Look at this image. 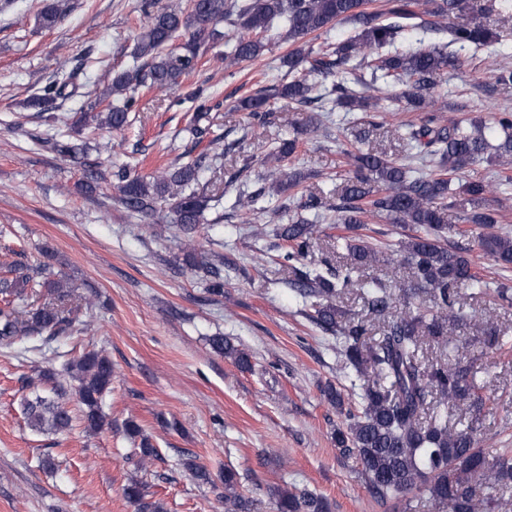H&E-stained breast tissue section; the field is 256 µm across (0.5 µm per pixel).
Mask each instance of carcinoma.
Returning <instances> with one entry per match:
<instances>
[{"label":"carcinoma","instance_id":"carcinoma-1","mask_svg":"<svg viewBox=\"0 0 512 512\" xmlns=\"http://www.w3.org/2000/svg\"><path fill=\"white\" fill-rule=\"evenodd\" d=\"M66 0H46L39 22L54 27L66 14ZM147 26L141 33L133 64L112 73V80L80 109V122L109 131L124 128L142 90H163L181 83L198 66L205 44L225 37L224 63L232 66L260 57L268 35L276 26L279 37L295 45L280 57L288 79L271 84L254 95L239 99L235 110L260 124L268 123L271 101L286 99L302 106L332 104L347 112H387L403 100L415 112H424L421 123L405 125L402 139L414 156L433 163L424 173L370 151L347 153L352 169L336 204V223L346 237L350 263L323 274L306 266L305 260L320 240V227L304 216L318 208L309 195L300 199L297 212L285 224L274 225L273 235L289 250L283 259L293 273L291 286L311 303L312 319L330 336L342 339L345 379L359 389L357 407L345 406L344 394L329 384L328 401L345 416L336 427L333 441L345 453H353L368 491L386 501L417 493L429 500L436 512H494V492L512 486V448L492 455L479 445L470 428L458 430L448 423V408L469 401L480 407L482 397L474 384L473 361L466 344L449 329L470 323L458 306V289L490 290L475 272V261L449 245V238L465 230L444 221L448 191L462 200L463 221L478 225L479 252L495 262L512 265V236L493 230L498 223L487 206L498 201L512 177L467 181L464 170L478 160L512 165V110H497L492 125L483 121L445 119L440 113L448 104L434 96L448 70L461 68L469 56L495 42L494 33L475 16L470 0H385L374 9L371 0H186L185 5L157 9L153 0H142ZM225 23L229 31L216 26ZM350 24L356 34L336 44L315 43L321 33L336 25ZM189 34L180 50L168 49L177 37ZM442 35L444 46L426 45L423 36ZM497 54L488 55L494 79L512 84V68L498 66ZM70 81L45 86L27 101L39 114L53 115L59 101L68 97ZM52 150L63 158L77 159L86 146L60 138ZM296 139L274 146L267 159L280 162L293 155ZM201 160L176 162L145 178L119 174V200L129 211L168 221L186 235L184 263L203 273L208 290L224 294L221 268L198 252L194 234L205 223L211 197L197 188ZM305 178L297 170L275 180L276 192L296 188ZM162 198L172 200L171 215L157 211ZM385 221L409 226L411 234L397 245H378L360 233L364 224ZM384 261L406 264L411 281L384 282L372 278L360 284L368 310L382 320V336L369 335L366 324L355 321L336 307V296L353 284V274ZM13 277L0 278V341L7 344L38 340L49 344L74 330V288L60 272H42L39 286L44 301L23 310L33 277L24 266ZM400 311H395L397 305ZM212 350L234 359L243 369L251 366L248 354L222 336L210 339ZM425 346L454 353V362L425 363ZM63 375L75 382L87 431L105 425L102 404L112 385V360L88 350L66 363ZM55 397H25L21 406L29 426L39 433L59 434L73 422L63 401L64 386L56 373L42 375ZM225 512H256V501L240 493L238 473L224 470ZM124 496L136 512H163L162 505L147 498L142 481L131 478ZM278 512H328L327 502L302 489H280Z\"/></svg>","mask_w":512,"mask_h":512}]
</instances>
